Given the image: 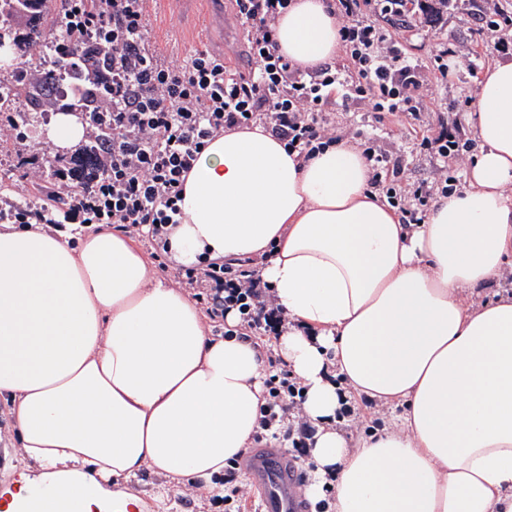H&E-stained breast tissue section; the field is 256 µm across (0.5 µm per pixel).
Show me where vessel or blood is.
<instances>
[{
    "label": "vessel or blood",
    "instance_id": "obj_1",
    "mask_svg": "<svg viewBox=\"0 0 512 512\" xmlns=\"http://www.w3.org/2000/svg\"><path fill=\"white\" fill-rule=\"evenodd\" d=\"M247 473L260 493L259 512H308L298 493L302 472L283 449L268 445L252 449Z\"/></svg>",
    "mask_w": 512,
    "mask_h": 512
}]
</instances>
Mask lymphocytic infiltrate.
Instances as JSON below:
<instances>
[{"label": "lymphocytic infiltrate", "mask_w": 512, "mask_h": 512, "mask_svg": "<svg viewBox=\"0 0 512 512\" xmlns=\"http://www.w3.org/2000/svg\"><path fill=\"white\" fill-rule=\"evenodd\" d=\"M234 18L245 31L249 70L233 71L223 57L200 50L183 64L161 58L147 38V0H63L68 42L112 47V69L103 80L110 95L100 109L112 116V142L101 151V172L78 184L68 172L52 179L50 205L0 203V221L39 224L55 231L66 224H104L147 240L158 268H166L167 228L180 223L178 201L188 173L207 141L225 132L262 124L299 159L351 138L360 141L371 168L369 187L386 199L404 224L424 223L430 201L448 192V165L461 157L464 134L458 123H430L420 91L427 71L450 79L444 58L431 69L413 63L400 41L370 22L366 6L405 15L408 0H327L339 22V49L346 68L303 69L280 54L276 20L291 0H233ZM362 105L381 119L402 116L418 129L415 149L439 160L432 181L409 183L401 157L389 154L362 129L331 120L335 107ZM18 112L0 113V140H9L30 175L43 177L44 153L31 150ZM177 283L224 333L248 339L280 335L287 319L257 262H200L182 271ZM237 322H224L227 313ZM270 374L265 402L253 435L260 444L280 437L304 452L313 428L301 416L302 387L275 351H268Z\"/></svg>", "instance_id": "f902f5d3"}]
</instances>
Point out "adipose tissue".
<instances>
[{"label":"adipose tissue","instance_id":"1","mask_svg":"<svg viewBox=\"0 0 512 512\" xmlns=\"http://www.w3.org/2000/svg\"><path fill=\"white\" fill-rule=\"evenodd\" d=\"M279 51L301 68L338 48L325 0H293ZM466 116L468 186L400 224L361 151L308 162L263 126L215 137L168 233L190 267L257 259L290 326L276 350L305 394L309 461L334 478L327 512H512V60L488 65ZM263 355L207 335L187 293L152 276L123 233L0 226V401L46 498L31 512H138L143 469L173 490L217 485L252 441ZM404 407L349 442L340 395Z\"/></svg>","mask_w":512,"mask_h":512}]
</instances>
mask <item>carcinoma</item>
I'll use <instances>...</instances> for the list:
<instances>
[{
	"label": "carcinoma",
	"instance_id": "carcinoma-1",
	"mask_svg": "<svg viewBox=\"0 0 512 512\" xmlns=\"http://www.w3.org/2000/svg\"><path fill=\"white\" fill-rule=\"evenodd\" d=\"M59 26V7L55 0H0V49L7 46L22 51L40 39L48 28ZM84 56L83 46L71 44L58 53L48 80L32 81L14 72L0 79V106L11 99L30 102V113L39 112L44 105V93H50L60 106V111L92 112L99 100L109 95V89L99 85L95 70L81 67L78 59ZM97 141L81 144L73 157L79 159L77 175L89 179L100 172L99 146L112 141V125L109 117L99 118Z\"/></svg>",
	"mask_w": 512,
	"mask_h": 512
}]
</instances>
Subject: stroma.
Masks as SVG:
<instances>
[{
  "label": "stroma",
  "instance_id": "obj_1",
  "mask_svg": "<svg viewBox=\"0 0 512 512\" xmlns=\"http://www.w3.org/2000/svg\"><path fill=\"white\" fill-rule=\"evenodd\" d=\"M476 9L477 0H456L452 9L429 22L417 8L405 16L407 33L403 50L419 65H430L434 58L454 50L461 42L475 49L476 71L459 67L455 84L432 81L423 90L425 111L443 112L449 119L460 122L469 110L465 99L472 95L482 69L494 60L512 59V49L502 50L495 38L482 34ZM148 38L162 57L169 60L183 62L194 50L205 49L222 55L230 68L244 70L249 66L242 32L232 20L230 0H148ZM346 120L356 126H367L386 150L401 155L409 181L432 179L433 160L412 150V123L394 127L365 116L353 106L348 108ZM160 482L159 476L145 470L123 483L122 489L141 496L148 505L146 512H224L223 504L211 501L212 496L223 494V486L204 491L188 486L171 494L169 502L164 503L152 498Z\"/></svg>",
  "mask_w": 512,
  "mask_h": 512
}]
</instances>
